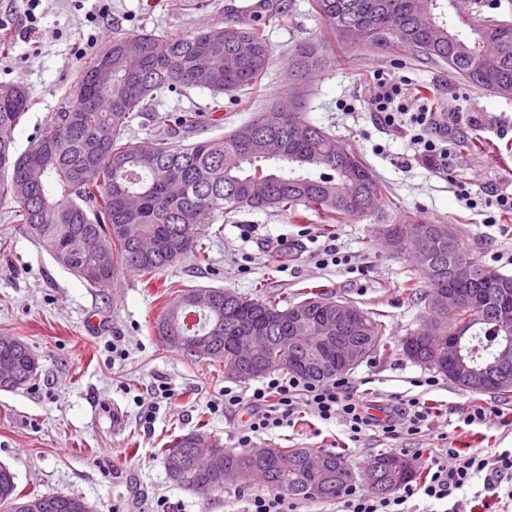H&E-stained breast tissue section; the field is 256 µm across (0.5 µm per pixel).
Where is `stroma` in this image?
I'll return each mask as SVG.
<instances>
[{"mask_svg": "<svg viewBox=\"0 0 512 512\" xmlns=\"http://www.w3.org/2000/svg\"><path fill=\"white\" fill-rule=\"evenodd\" d=\"M253 0H112L108 34L142 31L189 32L240 16ZM311 0H288L293 22L268 29L272 65L249 97L228 95L220 112L205 111L209 91L190 90L164 98L171 136L186 143L223 135L253 119L268 99L291 91L285 67L303 41L325 35ZM96 0H41L34 32H26L18 0H0L11 47L0 54V83H22L35 105L15 129L16 153L38 140L70 84L94 49L78 54L93 28L88 16ZM401 79L411 99L428 105L447 123V166L428 167L416 154L409 129L378 120L368 103L379 73ZM303 117L354 147L387 188L378 210L326 224L318 214L300 217L277 210L239 209L229 221L201 225L198 256L161 271L153 281L124 269L105 288L85 287L70 270L42 250L24 225L13 223L18 204L0 201V336L25 340L40 368L36 380L17 391H0V464L9 466L19 489L82 496L94 512H243L251 490L236 484L209 499L169 478L161 451L176 436L201 429L225 447L238 449L245 412L224 407V388H255V381L229 382L220 360L192 361L164 348L154 323L171 291L224 288L282 304L304 299L310 288L333 293L377 313L391 347L345 374L351 390L387 411L397 397L418 396L438 407L418 435L387 437L367 431L349 441L341 422L309 416L253 437L257 448H314L342 453L353 471L380 452L452 446L469 452L512 450V398L462 390L432 369L403 357L397 342L417 329L424 304L409 287L422 281L411 250L393 251L380 229L412 216L450 224L465 249L481 264L512 276V215H497L488 202L512 190V99L490 95L398 47L336 49L304 86ZM469 148H461L460 140ZM468 183L473 205L455 194ZM344 262L323 265L326 246ZM436 384L424 386L423 378ZM167 387L163 399L159 387ZM156 403L152 422L142 404ZM502 413L499 421L466 425L474 407Z\"/></svg>", "mask_w": 512, "mask_h": 512, "instance_id": "1", "label": "stroma"}]
</instances>
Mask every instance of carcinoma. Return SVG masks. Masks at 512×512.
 Masks as SVG:
<instances>
[{
  "instance_id": "1",
  "label": "carcinoma",
  "mask_w": 512,
  "mask_h": 512,
  "mask_svg": "<svg viewBox=\"0 0 512 512\" xmlns=\"http://www.w3.org/2000/svg\"><path fill=\"white\" fill-rule=\"evenodd\" d=\"M454 0H313L312 9L324 20L329 40L303 41L288 66V80L305 83L325 60L330 43L359 47L396 46L415 56L439 62L468 84L505 99L512 98V22L495 16L475 21L457 14L448 23V5ZM263 19L250 22L226 19L191 32H141L112 37L85 62L66 102L45 124L32 152L43 153L32 165L26 154L15 155L13 132L33 107L27 89L0 83V200L11 198L20 209L16 217L27 225L42 248L88 288L112 281L116 268L125 267L152 277L194 252L196 230L214 224L241 207L275 209L298 215L297 206L318 212L327 224L356 213L365 202L377 205L383 185L359 153L322 128L303 120L302 97L279 96L252 121L222 136L184 144L170 137L145 154L130 137L132 120L150 113L158 123L166 119L158 105L171 93L207 90L210 112L224 111V95L247 94L261 83L272 64L268 26L291 22L287 5L274 0L264 6ZM362 23L379 30L359 44L349 28ZM112 60L110 78L97 84L99 64ZM479 275L465 289L482 293L483 309L439 313V341L468 319L466 354L473 367L487 366L501 335L512 327V306L502 305L492 276L496 269L474 262ZM421 299L448 288V265L433 280L427 278ZM207 307L192 304L194 290H180L159 315L156 336L171 348L172 336H207L214 359L229 361L224 344L228 336H269L272 351L292 334L291 318L302 312L307 324L298 327L314 350L325 336L336 335L327 322L336 299L319 291L295 304L279 307L268 298L251 299L214 288ZM361 328L354 332L364 358L389 346L384 325L376 314L361 311ZM397 347L415 363L446 377L431 360L430 348L408 335ZM13 364L15 378L0 390L13 391L35 380L38 359L17 336H0V362ZM205 439L216 448L219 464L211 470H191L194 443ZM310 457H322L333 477L316 493L310 485L320 475L307 466ZM406 461V469L393 466ZM170 478L187 483L208 497L224 491V470L245 474L240 485H251L248 474L262 473L272 491L307 501L331 500L357 481L344 457L312 448H268L259 458L249 449L234 451L210 434L193 430L177 436L163 451ZM419 474L414 459L384 452L370 458L362 470L367 488L383 495L400 489ZM40 505L38 512H91L76 495H47L18 490L11 470L0 465V512H13L15 503Z\"/></svg>"
}]
</instances>
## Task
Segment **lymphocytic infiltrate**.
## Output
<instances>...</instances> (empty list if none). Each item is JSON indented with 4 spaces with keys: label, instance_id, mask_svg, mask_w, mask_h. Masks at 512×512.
<instances>
[{
    "label": "lymphocytic infiltrate",
    "instance_id": "f902f5d3",
    "mask_svg": "<svg viewBox=\"0 0 512 512\" xmlns=\"http://www.w3.org/2000/svg\"><path fill=\"white\" fill-rule=\"evenodd\" d=\"M409 121L417 128L412 141L419 155L429 166H444L449 148L435 114L414 112ZM224 405L244 407L250 414L249 432L239 439L244 448L250 446L254 435L291 425L295 415L302 412L325 422L342 420L353 442L375 427L390 437L417 435L431 416L426 401L413 397L399 400L393 416L379 425L367 414L363 400L350 390L347 381L314 383L296 375L279 374L267 376L260 386L248 393L225 388ZM425 471L420 482L404 486L393 497L348 488L339 497L336 512H412L409 502L414 497L446 500L478 475L484 478L486 504H512V486L502 485L504 477H512V450L464 453L451 447L429 448L425 451Z\"/></svg>",
    "mask_w": 512,
    "mask_h": 512
}]
</instances>
